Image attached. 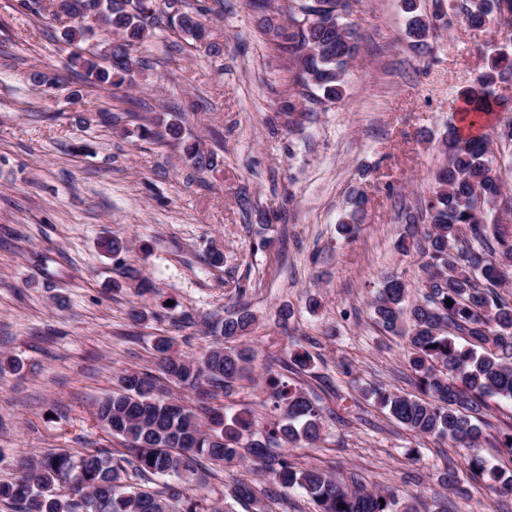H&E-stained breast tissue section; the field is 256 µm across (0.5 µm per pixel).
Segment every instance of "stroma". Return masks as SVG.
I'll list each match as a JSON object with an SVG mask.
<instances>
[{"mask_svg":"<svg viewBox=\"0 0 512 512\" xmlns=\"http://www.w3.org/2000/svg\"><path fill=\"white\" fill-rule=\"evenodd\" d=\"M279 4L183 0L182 10H202L220 53L171 43L158 25L137 54L134 86L116 90L68 71L72 48L50 0H0V481L26 455L116 450L96 401L124 371L158 372V338L200 360L217 341L214 326L244 302L256 317L253 378L211 406L249 409L266 425L259 378L307 352L310 369L292 381L326 418L318 446L292 449L299 466L396 488L418 512H434L443 497L450 512H512L481 484L445 494L440 472L464 469L472 451L416 436L364 394L413 389L403 342L377 327L371 294L389 272L417 284L418 254L397 248L401 214L430 196L459 94L491 49L512 50V27L474 29L450 13L420 56L401 0H358L349 20L360 51L343 97L315 104L301 99L289 56L263 33ZM37 73L53 84L34 82ZM289 99L291 114L281 110ZM179 111L217 170L197 172L167 137H142L156 115ZM354 188L368 202L347 239L338 224ZM111 236L127 240V263L154 290L121 281L99 247ZM134 308L144 318L133 320ZM487 420L475 452L512 474V452L496 442L512 403L490 400ZM202 478L213 503L234 480L267 482L243 464L208 465Z\"/></svg>","mask_w":512,"mask_h":512,"instance_id":"obj_1","label":"stroma"}]
</instances>
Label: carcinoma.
Listing matches in <instances>:
<instances>
[{
  "label": "carcinoma",
  "mask_w": 512,
  "mask_h": 512,
  "mask_svg": "<svg viewBox=\"0 0 512 512\" xmlns=\"http://www.w3.org/2000/svg\"><path fill=\"white\" fill-rule=\"evenodd\" d=\"M140 2L147 10L143 19L134 13V0H65L64 12L73 21L64 31L68 44L88 41L83 20L90 16L98 20L100 31L110 34L106 50L74 51L68 67L83 72L92 84L123 86L134 54L152 35L158 16L156 0ZM166 2L174 10L168 29L185 41L202 40L205 31L198 15L179 11L173 0ZM356 2L286 0L280 11L283 22L266 20L277 48L296 62L295 82L304 99L332 103L342 98L344 76L359 50L355 29L344 22ZM403 7L406 37L415 52L425 55L431 29L445 16L442 4L431 14L420 11L419 0H403ZM448 8L474 28L512 23V0H452ZM511 81L512 51L502 48L462 92L463 111L488 115L507 105L498 89ZM156 121L165 135L182 143L184 156L197 171L218 167L216 155L184 139L182 113H165ZM496 139L512 145V127L492 135L466 134L448 124L443 139L448 162L436 174L433 195L420 212L406 214L409 243L422 259V298H411L406 281L391 273L382 276L370 302L377 326L404 339L410 380L417 389L399 394L378 387L372 395L408 430L447 438L462 448L479 444L488 400L512 402V299L496 291L512 270V234L503 228V216L512 214V194L504 188L493 150ZM350 201L352 210L339 224L347 238L356 233L365 198L354 191ZM100 248L118 263L125 279L150 289L140 270L121 258V239L104 238ZM253 323V314L243 308L214 332L234 341ZM155 351L169 380L191 388L205 382L226 394L247 375L254 359L251 347L220 343L198 362L173 356L169 339L159 340ZM265 388L278 418L263 427L261 438L246 442L244 436L254 435L249 413L229 416L204 401L179 405L163 396L157 375L125 371L118 390L100 397L94 412L101 428L121 440L124 450L76 456L56 449L25 457L14 481L0 483V500L16 504L17 512H234V503L268 512L265 501L300 489L314 512H417L413 504L400 503L392 488L370 490L358 484L350 489L318 467L298 468L284 446L318 441L322 408L303 390L273 377ZM204 460L224 465L251 461L271 484L262 490L247 481L227 485L224 505L216 507L182 485L184 476L196 474ZM467 470L498 497H512V475L504 476L483 457L468 456ZM147 475L168 482L163 490H152L140 484Z\"/></svg>",
  "instance_id": "obj_1"
}]
</instances>
